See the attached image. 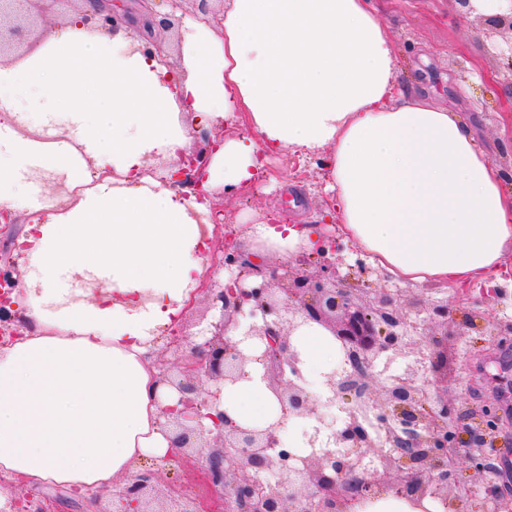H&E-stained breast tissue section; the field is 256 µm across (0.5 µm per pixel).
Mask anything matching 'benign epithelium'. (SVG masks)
Returning <instances> with one entry per match:
<instances>
[{
    "label": "benign epithelium",
    "instance_id": "benign-epithelium-1",
    "mask_svg": "<svg viewBox=\"0 0 512 512\" xmlns=\"http://www.w3.org/2000/svg\"><path fill=\"white\" fill-rule=\"evenodd\" d=\"M56 2L0 0V64L24 56L25 42L52 19ZM78 2L80 22L91 31L117 28L135 5L134 0ZM206 154L195 150L183 158L173 180H192ZM324 228L312 253L267 269L255 265L236 242L225 241L218 263L237 274L212 279L205 287L218 320L200 333L204 341L192 345L189 356L182 354L181 336L170 337L165 353L174 359L158 362V383L179 394L177 405L162 409L174 447L202 455L208 483L224 498V512H344L388 489L398 496L435 498L446 512H458L465 491V482L454 477L459 462L483 481L485 499L500 504V487L488 477L492 464L486 449L502 423L485 408L463 412L448 396V385L459 374L448 338L429 340L417 348L419 359L404 376L376 385V361L405 353L410 330L423 313L430 323L448 328V306L418 309L385 288L368 295L340 275V244L329 225ZM312 257L317 259L313 271L294 267ZM18 288L12 269L0 267V345L18 336L21 320L12 313L11 300ZM310 323L329 331L343 352L340 369L326 375L321 395L307 389L300 353L291 343L294 331ZM237 330L259 354L244 353L228 336ZM250 363L262 366L284 415L317 423L310 454L297 456L284 448L277 425L244 428L219 409L224 385L245 377ZM333 407L344 413L337 427L325 420V410ZM366 457L378 467L364 466ZM155 482L151 469L134 475L112 498L114 512H200L185 494L172 498L169 509L151 508Z\"/></svg>",
    "mask_w": 512,
    "mask_h": 512
}]
</instances>
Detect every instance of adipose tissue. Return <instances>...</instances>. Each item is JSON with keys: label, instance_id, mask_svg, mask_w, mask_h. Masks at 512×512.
<instances>
[{"label": "adipose tissue", "instance_id": "1", "mask_svg": "<svg viewBox=\"0 0 512 512\" xmlns=\"http://www.w3.org/2000/svg\"><path fill=\"white\" fill-rule=\"evenodd\" d=\"M179 63L126 48L119 33L77 21L38 55L0 65V149L33 155L76 193L67 211L14 192L23 174L0 163V208L26 234L27 257L44 269L18 312L30 329L0 347V472L62 485L85 498L129 476L142 457L172 452L161 410L176 404L158 385L150 354L180 323L205 270L201 220L212 188L239 194L271 151L329 150L328 187L345 238L400 280L493 288L512 274V189L459 116L398 93L387 31L368 0H226L221 27L194 20ZM24 96L65 139L18 136ZM246 122L253 136L227 138L203 171V196L171 183L195 125ZM165 168L149 171L152 156ZM260 256L286 261L315 247L313 224H244ZM109 282L73 300L59 276ZM292 342L307 379L321 381L336 341L316 324ZM224 388L233 422H285L286 448L310 447L252 363ZM349 512H443L431 498L386 493Z\"/></svg>", "mask_w": 512, "mask_h": 512}]
</instances>
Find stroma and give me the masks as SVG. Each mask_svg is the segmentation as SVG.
<instances>
[{
  "mask_svg": "<svg viewBox=\"0 0 512 512\" xmlns=\"http://www.w3.org/2000/svg\"><path fill=\"white\" fill-rule=\"evenodd\" d=\"M371 4L389 32L401 87L437 107L463 113L490 162L512 182V69L506 60L512 42L504 36L487 39L483 15L465 14L457 0H371ZM326 163L323 152L272 155L267 173L250 194L224 195V226L217 229V238L236 233L238 225L262 222L272 211L287 224L332 223L333 203L324 191L329 180ZM365 281L426 306L447 305L450 319L457 322L465 312L479 313L484 329L469 330L455 341L467 371L450 385L449 393L466 410L505 390V397L498 398L499 413L512 419V335L493 348L487 331L489 325L512 321V283L503 282L496 294L471 288L462 307L452 289L400 283L379 267H371ZM148 466L159 476L156 507H163L171 486L192 497L207 492L198 458L152 460Z\"/></svg>",
  "mask_w": 512,
  "mask_h": 512,
  "instance_id": "1",
  "label": "stroma"
}]
</instances>
